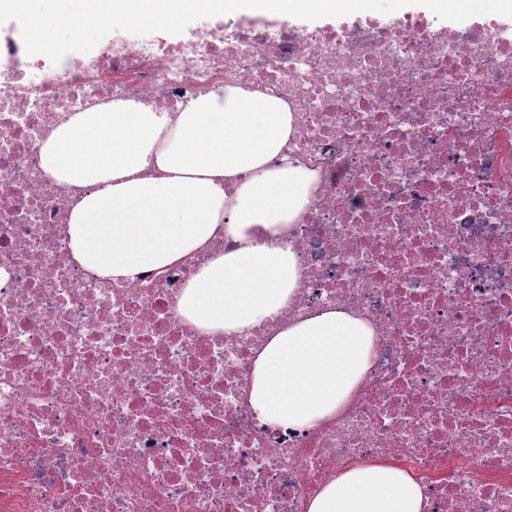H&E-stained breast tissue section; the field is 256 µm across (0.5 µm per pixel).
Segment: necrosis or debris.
<instances>
[{
    "label": "necrosis or debris",
    "mask_w": 512,
    "mask_h": 512,
    "mask_svg": "<svg viewBox=\"0 0 512 512\" xmlns=\"http://www.w3.org/2000/svg\"><path fill=\"white\" fill-rule=\"evenodd\" d=\"M284 100L276 165L316 175L279 228L300 278L279 314L208 333L177 309L236 248L225 228L162 270L105 280L66 224L79 188L41 167L54 129L133 99L183 111L220 85ZM338 308L372 364L316 426L250 403L257 355ZM410 472L425 512H512V24L217 21L174 43L115 32L80 61L0 33V512H308L347 465Z\"/></svg>",
    "instance_id": "1"
}]
</instances>
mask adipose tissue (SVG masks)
I'll use <instances>...</instances> for the list:
<instances>
[{
  "label": "adipose tissue",
  "mask_w": 512,
  "mask_h": 512,
  "mask_svg": "<svg viewBox=\"0 0 512 512\" xmlns=\"http://www.w3.org/2000/svg\"><path fill=\"white\" fill-rule=\"evenodd\" d=\"M291 133L283 100L224 85L177 116L132 100L76 114L41 149L43 169L83 188L67 232L74 259L105 279L171 266L225 227L236 249L215 256L178 302L200 328L232 333L285 308L299 261L276 238L302 212L315 179L278 168ZM374 332L361 318L328 309L285 326L258 354L250 402L282 428L334 416L371 364ZM422 487L400 468L373 461L328 482L309 512H424Z\"/></svg>",
  "instance_id": "ef3b65f1"
}]
</instances>
